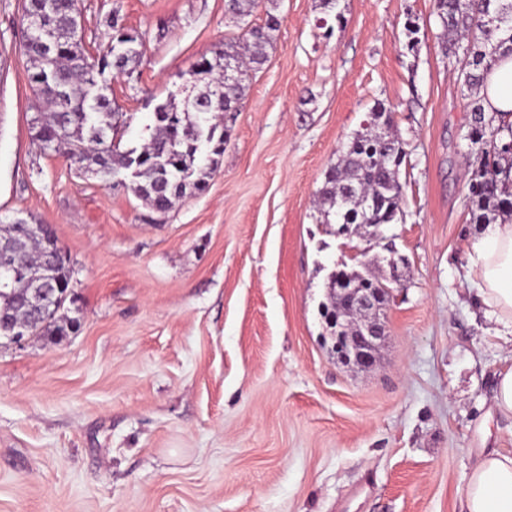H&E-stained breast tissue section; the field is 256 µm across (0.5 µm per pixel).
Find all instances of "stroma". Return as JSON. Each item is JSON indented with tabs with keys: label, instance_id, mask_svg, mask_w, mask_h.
<instances>
[{
	"label": "stroma",
	"instance_id": "35a3bbf8",
	"mask_svg": "<svg viewBox=\"0 0 512 512\" xmlns=\"http://www.w3.org/2000/svg\"><path fill=\"white\" fill-rule=\"evenodd\" d=\"M83 36L111 19L143 42L132 77L98 81L130 119L183 102L185 75L278 17L277 40L236 111L207 190L153 211L129 188L42 150V105L20 50L23 0H0V224L50 225L73 269L68 336L0 339V512H461L470 460L512 450L487 418L512 344L464 280L467 95L435 0H80ZM419 41L407 46V17ZM407 160L403 223L346 239L316 202L337 152L376 103ZM403 287L369 371L338 362L321 305L340 263Z\"/></svg>",
	"mask_w": 512,
	"mask_h": 512
}]
</instances>
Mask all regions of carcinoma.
Masks as SVG:
<instances>
[{"instance_id":"carcinoma-1","label":"carcinoma","mask_w":512,"mask_h":512,"mask_svg":"<svg viewBox=\"0 0 512 512\" xmlns=\"http://www.w3.org/2000/svg\"><path fill=\"white\" fill-rule=\"evenodd\" d=\"M78 0H30L24 9V35L21 50L30 67L27 80L48 114L35 119L40 134L58 142L59 153L76 166L104 182L126 168L131 155L142 158L132 191L157 212L169 211L187 191L204 192L224 154V133L218 132L221 114L232 112L245 96L248 71L262 65L272 46L280 21L270 15L264 25L245 33L246 42H227L211 59H203L194 105L178 106L174 101L154 112V125L144 143L120 150L114 141L123 113L112 109V102L99 86L97 74L88 61L82 40L73 36L79 21ZM256 0H227L233 17L251 15ZM435 14L441 28L439 39L448 63L460 64V77L473 91L467 119L465 155L469 164L468 203L473 224L512 223V153L501 151V144L512 141V126L496 123L485 109L480 95L486 76L503 57L512 56V0H435ZM55 34L58 50L46 52L39 35ZM140 51L123 56L103 55L101 62L115 75H130ZM238 62L234 80L222 82L224 59ZM393 128L391 111L378 105L370 121L340 148L336 164L325 175L318 196L317 210L323 224H396L403 221L404 189L399 179L406 159L402 142ZM48 246L35 235L9 252V262L25 270L46 264ZM347 281L349 288L384 283L355 268L343 266L335 280ZM31 289L21 280L0 287V322L9 319L24 326L28 336H65L67 317L63 302L49 304L45 316L32 323L21 302Z\"/></svg>"}]
</instances>
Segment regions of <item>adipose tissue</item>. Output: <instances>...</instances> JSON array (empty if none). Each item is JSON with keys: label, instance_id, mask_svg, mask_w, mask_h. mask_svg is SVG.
Returning a JSON list of instances; mask_svg holds the SVG:
<instances>
[{"label": "adipose tissue", "instance_id": "1", "mask_svg": "<svg viewBox=\"0 0 512 512\" xmlns=\"http://www.w3.org/2000/svg\"><path fill=\"white\" fill-rule=\"evenodd\" d=\"M482 94L490 111L512 124V56L488 74ZM466 268L487 315L512 332V223L486 225L467 248ZM459 495L463 512H512V451L479 453Z\"/></svg>", "mask_w": 512, "mask_h": 512}]
</instances>
